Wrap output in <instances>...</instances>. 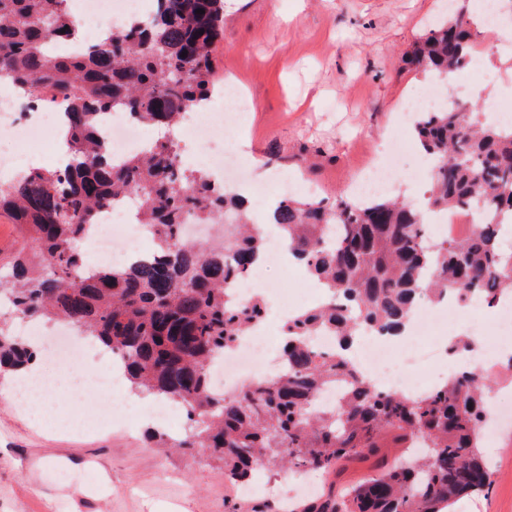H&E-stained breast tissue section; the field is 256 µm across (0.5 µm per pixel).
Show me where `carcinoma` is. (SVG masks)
<instances>
[{"instance_id": "carcinoma-1", "label": "carcinoma", "mask_w": 512, "mask_h": 512, "mask_svg": "<svg viewBox=\"0 0 512 512\" xmlns=\"http://www.w3.org/2000/svg\"><path fill=\"white\" fill-rule=\"evenodd\" d=\"M66 2L0 0V80L20 88L29 109L66 105L63 136L74 159L0 180V216L23 240L11 259L0 257V302L9 313L65 321L121 354L131 390L181 404L192 425L180 446L204 449L225 478L244 486L258 469L323 475L322 490L292 512H454L458 500L487 491L482 398L498 376L469 369L411 398L376 387L349 351L360 329L383 336L405 329L421 299L477 298L494 308L512 296V255L500 246L512 216V128L482 124L464 102L416 118L414 135L434 161L428 208L481 204L493 212L460 240L428 243L422 210L388 195L277 200L272 223L329 296L284 324L278 375L227 397L211 388L210 363L265 315L261 299L230 294L256 268L265 236L249 226L238 193L180 165L175 140L115 165L99 127L108 112L171 127L186 107L209 99L224 0H157L150 21L61 54L57 46L75 35ZM469 19L461 12L432 25L408 64L435 77L454 74L475 54ZM118 197L133 199L154 228L152 256L120 270L89 267L78 242ZM188 215L201 224L224 216V238H181ZM321 332L335 337V351L312 344ZM35 355L0 323V375ZM388 436L400 445L397 458L382 444ZM355 462L371 463L372 473L355 486L339 484Z\"/></svg>"}]
</instances>
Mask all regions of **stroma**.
I'll list each match as a JSON object with an SVG mask.
<instances>
[{
    "label": "stroma",
    "instance_id": "1",
    "mask_svg": "<svg viewBox=\"0 0 512 512\" xmlns=\"http://www.w3.org/2000/svg\"><path fill=\"white\" fill-rule=\"evenodd\" d=\"M444 12V0H224V41L215 76L238 79L249 110L237 133L258 163L254 180L272 183L270 169L298 173L297 194L321 189L334 202L354 183L359 164L400 128L399 110L412 89L431 83L408 52ZM294 15L284 25L285 15ZM474 78L488 101L512 100V48H486ZM108 359L90 369L82 393L56 390L49 425L0 399V512H240L278 502L288 487L268 475L267 491L245 497L225 481L200 448L151 447L133 415L130 428L82 422L84 407L110 375ZM488 492L460 512H512V430L490 441Z\"/></svg>",
    "mask_w": 512,
    "mask_h": 512
}]
</instances>
